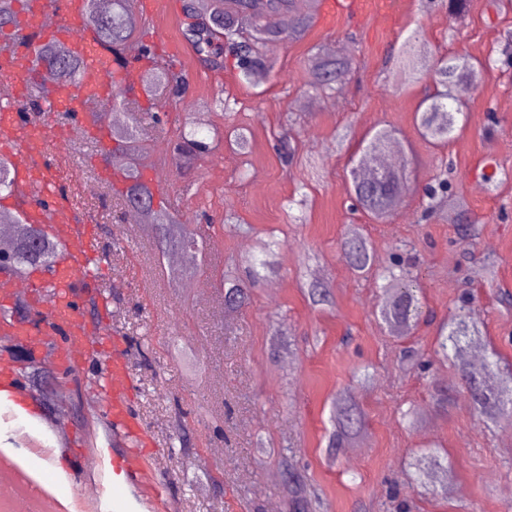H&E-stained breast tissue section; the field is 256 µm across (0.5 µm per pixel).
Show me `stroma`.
I'll return each mask as SVG.
<instances>
[{
    "mask_svg": "<svg viewBox=\"0 0 512 512\" xmlns=\"http://www.w3.org/2000/svg\"><path fill=\"white\" fill-rule=\"evenodd\" d=\"M184 0L137 5L159 61L187 82L182 97L159 95L167 122L139 115L138 134L173 209L206 244L190 276L168 271L145 224H129L89 138L50 140L46 163L63 186L76 224L96 242L101 272L79 296L98 297L80 317L121 337L134 389L133 417L150 437L146 481L116 485L112 460L129 450L96 393L98 360L66 384L65 403L48 369L42 399L21 380L29 434L17 442L0 424V512H90L80 493L84 453L102 451L105 496L98 512H155L148 483L167 489L166 512H289L286 471L301 475L314 512H512V424L485 426L460 372L432 358L437 330L462 298L473 297L483 323V362L512 375V0H470L449 14L445 0H341L316 16L299 41L270 46V78L242 80L231 62H203L183 37ZM415 37L424 59L462 54L485 64L480 85L444 144L423 140L416 124L431 76L403 82L389 61ZM336 44L358 65L343 89L309 88L308 62ZM212 145L190 173L176 167L170 142L190 121ZM395 131L408 160V188L392 215L375 221L347 188L350 159L374 131ZM249 138L239 151L238 133ZM288 138L292 160L277 150ZM447 182L465 203V223L424 194ZM473 225V246L462 240ZM369 242V270L354 271L343 242ZM276 242L271 273L228 310L225 275ZM418 274L422 316L393 335L381 318L382 276L395 263ZM323 278L331 299L311 304L306 283ZM351 393L367 416L345 448H329L337 396ZM446 398L439 406L438 398ZM185 447H176L177 437ZM444 451L449 478L428 493L410 466L425 450Z\"/></svg>",
    "mask_w": 512,
    "mask_h": 512,
    "instance_id": "stroma-1",
    "label": "stroma"
}]
</instances>
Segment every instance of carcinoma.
Wrapping results in <instances>:
<instances>
[{
  "label": "carcinoma",
  "mask_w": 512,
  "mask_h": 512,
  "mask_svg": "<svg viewBox=\"0 0 512 512\" xmlns=\"http://www.w3.org/2000/svg\"><path fill=\"white\" fill-rule=\"evenodd\" d=\"M19 0H0V32L16 21V4ZM292 14V26L288 29V39L302 38L311 26L314 0H208L205 10H200L197 0H185L184 13L191 17L203 13L210 18L211 28L201 30L193 36V46L206 56L211 63L223 59V51H228L236 62L243 78L253 82L263 74L270 73L265 49L268 44L283 39L278 17L283 12ZM89 24L96 28L101 44L112 53V65L124 68L128 61L124 49L128 41L137 38L140 31L132 0H112V9L102 11L97 0H89ZM142 59L150 64L148 87L155 90L166 88L175 97L186 91L182 76L158 64L152 46L141 41ZM38 62L47 70L55 72L62 94L71 97L70 89L77 85L83 61L75 56L60 52L57 47L45 44L36 49ZM396 62L400 73L408 80H415L422 73V59L419 56L417 41H407L399 52ZM356 68L352 59L335 57H315L311 60L310 86L326 92L342 87L347 76ZM484 65L466 57H444L437 60L433 70L436 92L420 104L416 121L423 138L435 143H445L455 129L457 115L462 113L463 94L474 88L481 80ZM131 88L114 84L111 100H103L94 89H87L77 103L62 110L51 109L38 96L30 94L24 100L0 91V103L14 107L18 114H31L35 117L52 112L63 120L76 118L79 113L91 114L107 104H120L130 110L139 108L136 100L129 97ZM112 147L109 150L110 164L119 170L123 188L115 195L127 207L135 206L144 223L151 225L156 236L171 250L191 254L196 259L197 252L187 247L195 240L194 230L188 221L172 211L167 204L165 193L160 188L159 177L149 178L146 171H156V166L147 162L144 148L139 144L136 123L111 133ZM394 143V131L384 127L378 129L367 141L364 151L375 153ZM212 146L192 129L181 135L173 147L174 156L184 167H191L195 161L210 153ZM371 177L358 164L349 168V188L362 209L378 220L386 218L399 195L407 189L406 168L392 167L385 182L376 193L371 194L361 188V183ZM18 182L16 171L6 159H0V193L8 196L16 194ZM13 224L21 225L20 236L11 244L9 252L13 262L8 270L24 275L41 266L49 267L58 252L59 243L43 229L26 222L20 211L2 212ZM354 268L363 272L370 266L371 256L367 243L362 238L346 241ZM271 247L264 250V258L250 260L251 283L263 279L261 271L270 268L267 256ZM310 300L315 304H326L330 300L328 286L322 281L308 284ZM386 291L390 300L382 308L381 317L393 330L411 329L420 316L416 296L417 280L407 272L390 273ZM483 339L480 319L475 310L467 304L460 306L449 327H443L437 337L434 354L437 358L460 364L462 380L476 382L480 392L474 396L476 416L482 423L512 422V404L504 403V397L512 395V378L502 379L494 365L487 363L479 368H469L464 364L467 348ZM332 421L334 433L332 446L343 445L365 423V416L358 403L350 395L336 400ZM414 468L424 474L449 472L441 458L435 453H425L413 462ZM288 494L291 512H309V502L304 484L295 477L288 476L284 485Z\"/></svg>",
  "instance_id": "carcinoma-1"
}]
</instances>
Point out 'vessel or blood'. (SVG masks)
Instances as JSON below:
<instances>
[{
	"instance_id": "vessel-or-blood-1",
	"label": "vessel or blood",
	"mask_w": 512,
	"mask_h": 512,
	"mask_svg": "<svg viewBox=\"0 0 512 512\" xmlns=\"http://www.w3.org/2000/svg\"><path fill=\"white\" fill-rule=\"evenodd\" d=\"M6 40L11 49L0 76H28L37 45L53 41L64 46L68 53L83 61L80 88H97L102 95L112 93L113 83L139 86L141 69L113 70L111 54L101 47L95 30L86 17V0H24L15 26L6 28ZM50 138L44 122L35 127L20 128L10 111L0 112V143L8 145V159L18 171L19 193L15 203L22 209L28 223L43 227L55 238L60 250L51 267L30 271L26 277L13 272H0V305L13 307L21 293L43 290L54 285L67 290L80 283L81 272L90 259L91 242L88 234L77 228L67 209L41 206L34 199L42 194L48 178L39 166V159ZM42 324L32 331L31 342L48 355L53 364L67 362L80 369L86 357L98 345L92 330L79 318L78 306H66L61 297L45 298L40 304ZM65 344H58V336ZM107 382L101 395L112 415L115 430L128 426V405L131 380L120 346H113L104 361Z\"/></svg>"
}]
</instances>
